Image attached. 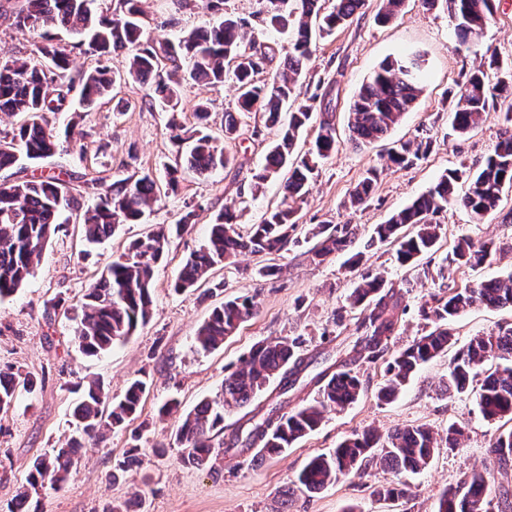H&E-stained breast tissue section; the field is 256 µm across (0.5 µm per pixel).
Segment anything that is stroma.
<instances>
[{"mask_svg":"<svg viewBox=\"0 0 512 512\" xmlns=\"http://www.w3.org/2000/svg\"><path fill=\"white\" fill-rule=\"evenodd\" d=\"M379 0H365L353 21L318 41L301 77L302 84L318 87L335 114L340 147L319 168L315 186L297 217L294 241L287 250L264 257L246 254L216 271L222 291L208 296L203 290L174 292L172 283L183 260L202 248L209 226L224 206H235L241 227H248L282 199L279 181L265 183L253 192L252 175L263 164L277 131L262 125L260 117L248 119L229 151L235 160L205 178L184 174L178 194L170 196L144 223L121 225L103 244L83 249L79 227L70 223L44 248L33 276L14 296L0 301V367L12 366L40 380L34 396L20 397L8 412L0 413V512L25 486L33 461L63 446L73 434V384L99 380L111 396H119L129 380L146 376L151 382L138 420L108 433L96 448L84 449L61 489L32 494L39 512H102L109 505L125 512H436L440 494L455 486L465 473L488 464L487 450L503 431L501 422L485 420L474 397L442 394L448 365L457 349L477 335L512 327L511 308L476 306L452 324L454 343L411 378L392 401L381 402L375 393L383 381V362H360L358 374L363 395L341 411L326 414L320 427L280 456L253 460L251 454L224 456L211 471H202L180 460L171 431L182 413L201 399L214 396L224 377L234 370L253 344L280 337L301 341L299 352L309 365L287 394L269 388L255 399L256 407L280 402L295 408L315 393L314 377L333 369L335 362L356 358L352 328L354 310L347 301L355 282L365 275H381L400 289L404 311L392 348L408 344L429 329L419 308L441 284L461 288L505 276L512 271V190L505 191L501 208L483 223H473L460 207H449L439 221L442 235L436 252L422 257L418 270L400 266L393 244H370L375 225L409 205L443 174L453 169H476L492 154L503 129V115L512 100H491L482 123L466 135L456 134L450 114L454 95L469 73L497 57L512 63V0H496L495 12L479 43L461 46L452 34L446 11L426 10L420 0H405L400 17L379 25L374 16ZM403 52L424 54V92L412 112L388 136L369 146H356L348 138V107L360 87L385 58ZM144 90L130 81L117 89L114 99L78 114L50 116L52 126L76 122L85 133L86 154L64 150L39 164L27 161L0 171V181H21L31 175L63 171L70 175L84 203H91L83 176L93 170L108 180L122 179L146 170L162 176L172 145L166 134L168 115L160 108L142 105ZM235 92L231 85L204 87L185 81L181 89L184 109L201 98L209 103V124L221 130L225 112L231 111ZM431 137L426 159L399 167L388 160L397 142ZM378 178L366 209L348 208L353 187L367 170ZM198 203L196 222L181 237L172 239L168 254L153 278V314L149 323L125 343L88 357L74 339L72 316L89 280L126 252L129 244L157 224L173 223L185 202ZM354 224L358 235L345 250L316 263L311 251L317 240L316 225ZM474 242H494L496 261L479 267H457L445 258L460 237ZM280 267L277 278L260 277V267ZM255 295L259 311L211 353L200 351L195 333L213 307L225 299ZM176 399L177 409L159 417V408ZM426 425L437 436L450 425L464 429L456 449L440 447L426 469L407 474L408 498L384 500L373 495L378 484L391 481L390 473L370 468L366 478H341L321 492L295 491L281 500V490L291 485L312 456L336 448L345 438L371 428L387 433L404 425ZM139 442H132V435ZM138 452H131V444ZM165 446L164 456L154 447ZM127 461L125 473L109 480L112 467Z\"/></svg>","mask_w":512,"mask_h":512,"instance_id":"1","label":"stroma"}]
</instances>
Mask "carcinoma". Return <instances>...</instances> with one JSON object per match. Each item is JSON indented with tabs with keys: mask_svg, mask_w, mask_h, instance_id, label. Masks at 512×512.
Listing matches in <instances>:
<instances>
[{
	"mask_svg": "<svg viewBox=\"0 0 512 512\" xmlns=\"http://www.w3.org/2000/svg\"><path fill=\"white\" fill-rule=\"evenodd\" d=\"M198 2L202 9L222 14V19L186 31L175 41L146 36L147 13L142 0H117L110 15L98 11L97 0H16L13 6L0 10V17L11 25L36 31L39 37L33 56L0 62V113L20 118L11 134L0 137V170L14 167L23 156L32 162L51 158L64 142L72 146L70 129L59 136L47 115L67 111L65 90L76 85L88 108L126 80L148 87V101L170 113L167 128L173 146V159L165 167V182L149 172L111 183L94 176L88 188L96 200L87 208L60 173L42 172L21 182L0 183V300L14 295L27 282L64 212L83 211L80 231L88 244L114 236L123 224L140 223L146 211L177 193L184 170L205 177L233 161L227 145L237 139L242 119L252 114H263L266 126L279 130L262 169L253 176L254 187L285 176L283 202L265 211L261 220L244 233L238 229L235 211L224 207L211 225L207 245L186 258L173 289H197L238 254L281 252L293 240L296 213L314 186L319 162L331 157L339 146L333 113L324 112L311 147L302 155L296 153L297 141L310 126L319 99L315 91L300 98L298 81L311 60L316 38L328 36L351 21L365 0H260L261 7L254 13L257 23L249 32L245 20L224 10L227 0ZM421 3L429 10L440 4L446 8L453 22V36L461 46L478 41L493 14L492 0ZM403 5L404 0H381L378 21L387 24L396 20ZM58 30L74 39V47L94 57L96 66L72 73L71 51L56 36ZM272 32L289 37L286 61L274 72L268 69L271 47L263 41ZM124 50L128 56L121 72L112 67V57ZM408 60L407 55L384 59L362 85L349 106L350 140L362 145L382 140L404 114L415 108L423 85L421 73H406ZM490 66L497 70L496 82H490L484 70L478 68L456 93L453 127L460 135L478 126L490 99L512 95V65L504 68L493 57ZM187 79L213 87L226 81L235 86L236 108L224 113V138L208 131L210 112L204 102L194 106L193 127L181 123L180 89ZM505 122L507 126L493 153L471 176L463 196L455 193L459 173L454 170L442 175L426 193L384 223L375 225V238L396 246L401 265L412 267L434 249L441 233L435 216L448 210V203L463 207L476 223L498 209L505 189L512 187L511 112L505 113ZM430 147L428 139L409 140L392 149L388 157L395 165L409 164L424 158ZM375 180L376 172L368 171L351 193V206L369 205ZM195 216L196 205L185 203L175 223L160 225L130 243L126 253L89 283L74 327L83 354H103L148 323L155 268L165 255L170 237L185 231ZM319 234L322 241L312 250V259L322 262L348 246L355 236V226L323 224ZM496 257L497 250L489 244L477 245L463 237L453 249L451 262L459 268L474 267ZM400 298V293L380 275L363 277L348 296L350 308L359 310L354 323L359 357L370 362L385 360V381L377 394L384 402L392 400L423 364L448 350L452 342L449 325L457 316L477 305L512 306V274L504 280L450 288L442 296L430 295V300L421 305V313L431 329L406 347L392 351L389 341L397 331ZM256 308L255 298L249 295L225 300L198 327L197 346L205 352L219 349L224 338L252 317ZM298 345L295 338L257 343L224 377L219 396L202 399L185 414L171 433L184 464L210 469L218 456L241 452L235 447L238 437H231L227 443L218 439L224 433V411L250 404L276 379L282 391L288 392L304 368ZM490 360L497 361V365L476 390L479 412L487 420L506 418L511 422L512 329L476 336L459 349L449 364L444 393L467 392L477 368ZM351 365L352 361L344 360L335 372L319 374L317 396L297 409L285 411L277 404L254 414L247 444L258 445L257 455L262 458L279 455L314 432L325 412L356 402L362 384ZM35 388L31 375L13 368L0 369V412L9 411L21 393L31 394ZM149 390V382L137 378L112 399L99 382L79 385L81 395L72 412L76 435L65 446L35 460L27 477L30 488H61L81 450L102 439L105 431L134 417ZM436 449V438L425 425L397 427L385 436L368 429L342 441L333 453L310 458L297 475L296 484L315 493L341 477L361 479L373 464L397 476L414 473L429 464ZM488 454L499 468L512 462V428L495 439ZM491 479L488 467L471 471L443 493L438 512H489ZM407 493L408 488L398 484L379 485L373 490L384 499L402 498Z\"/></svg>",
	"mask_w": 512,
	"mask_h": 512,
	"instance_id": "1",
	"label": "carcinoma"
}]
</instances>
